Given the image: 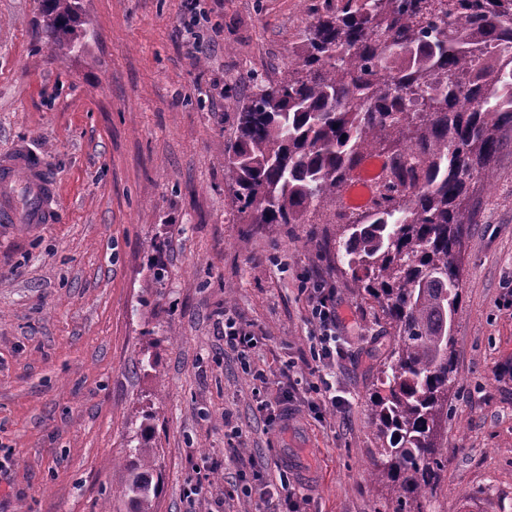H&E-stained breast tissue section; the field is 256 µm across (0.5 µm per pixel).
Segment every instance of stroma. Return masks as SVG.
<instances>
[{"label": "stroma", "mask_w": 512, "mask_h": 512, "mask_svg": "<svg viewBox=\"0 0 512 512\" xmlns=\"http://www.w3.org/2000/svg\"><path fill=\"white\" fill-rule=\"evenodd\" d=\"M189 6L79 0L60 57L40 0H0V154L28 146L60 191L55 223H0V512H133L141 432L154 512H274L256 467L274 486L287 469L303 512H385L392 490L369 476L382 313L339 262L331 211L247 223L224 171L231 95L295 65L325 0H200L196 50ZM473 199L427 512H512V143ZM307 275L336 290L338 405L312 390ZM228 317L259 338L248 360L224 345Z\"/></svg>", "instance_id": "1"}]
</instances>
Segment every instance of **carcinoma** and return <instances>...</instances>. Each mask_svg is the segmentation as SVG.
Listing matches in <instances>:
<instances>
[{
    "instance_id": "obj_1",
    "label": "carcinoma",
    "mask_w": 512,
    "mask_h": 512,
    "mask_svg": "<svg viewBox=\"0 0 512 512\" xmlns=\"http://www.w3.org/2000/svg\"><path fill=\"white\" fill-rule=\"evenodd\" d=\"M295 66L233 97L237 136L224 170L253 224H304L336 202L363 154L394 144L374 210L338 228L337 256L381 307L390 344L371 398L380 448L372 476L388 512H424L442 480L461 258L512 130V0H327ZM48 42L74 50L78 0H42ZM422 182L414 195L407 186ZM127 486L152 512V449Z\"/></svg>"
}]
</instances>
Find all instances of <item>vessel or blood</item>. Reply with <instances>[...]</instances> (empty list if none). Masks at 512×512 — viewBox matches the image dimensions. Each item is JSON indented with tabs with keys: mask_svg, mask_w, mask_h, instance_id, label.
I'll return each instance as SVG.
<instances>
[{
	"mask_svg": "<svg viewBox=\"0 0 512 512\" xmlns=\"http://www.w3.org/2000/svg\"><path fill=\"white\" fill-rule=\"evenodd\" d=\"M58 201L56 178L26 148L0 155V222L50 224Z\"/></svg>",
	"mask_w": 512,
	"mask_h": 512,
	"instance_id": "1",
	"label": "vessel or blood"
}]
</instances>
